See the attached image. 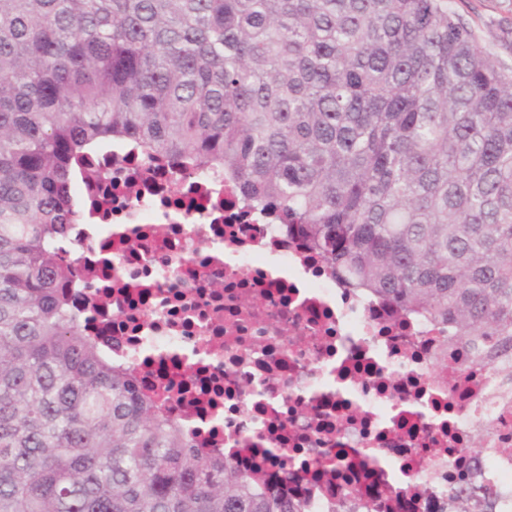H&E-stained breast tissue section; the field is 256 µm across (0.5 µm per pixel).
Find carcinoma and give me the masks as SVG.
<instances>
[{
  "label": "carcinoma",
  "mask_w": 512,
  "mask_h": 512,
  "mask_svg": "<svg viewBox=\"0 0 512 512\" xmlns=\"http://www.w3.org/2000/svg\"><path fill=\"white\" fill-rule=\"evenodd\" d=\"M114 142L512 376V73L448 0H0V512H309L81 333L53 244Z\"/></svg>",
  "instance_id": "carcinoma-1"
}]
</instances>
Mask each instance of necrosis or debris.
<instances>
[{
	"label": "necrosis or debris",
	"mask_w": 512,
	"mask_h": 512,
	"mask_svg": "<svg viewBox=\"0 0 512 512\" xmlns=\"http://www.w3.org/2000/svg\"><path fill=\"white\" fill-rule=\"evenodd\" d=\"M74 186L83 332L202 447L310 512H460L461 485L512 512V381L467 346L346 288L225 177L116 143Z\"/></svg>",
	"instance_id": "1"
}]
</instances>
